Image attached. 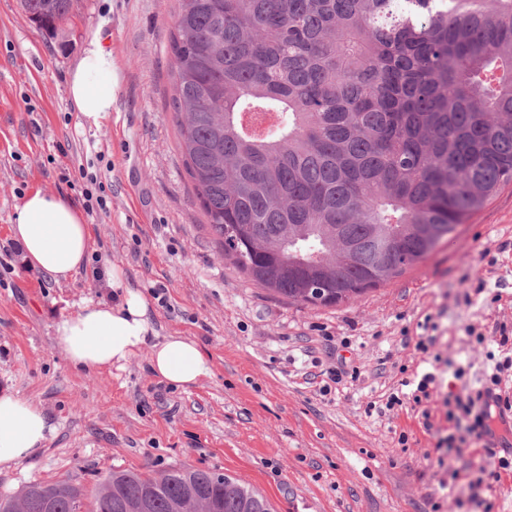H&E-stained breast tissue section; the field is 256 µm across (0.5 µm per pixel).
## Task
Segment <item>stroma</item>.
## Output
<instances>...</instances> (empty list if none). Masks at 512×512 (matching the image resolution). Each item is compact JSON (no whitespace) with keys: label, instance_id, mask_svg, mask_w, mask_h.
I'll list each match as a JSON object with an SVG mask.
<instances>
[{"label":"stroma","instance_id":"obj_1","mask_svg":"<svg viewBox=\"0 0 512 512\" xmlns=\"http://www.w3.org/2000/svg\"><path fill=\"white\" fill-rule=\"evenodd\" d=\"M175 0H76L49 32L20 0H0V389L45 407L58 430L29 464L0 472V496L78 477L86 494L114 470H215L265 496L274 512H512V469L471 502L483 441L438 462L412 403L427 372L429 407L446 422L448 392L483 388L495 326L512 324V184L500 187L425 259L336 306L291 303L224 259L178 149L168 37ZM112 53L114 99L99 125L74 108L66 73L88 34ZM93 164L109 211L91 218V252L122 266L144 294L161 286L159 335L195 338L211 373L183 390L145 354L123 369L70 365L52 325L87 297L111 298L85 266L59 284L9 253L16 207L31 189L82 201L64 173ZM490 252L495 264L482 260ZM435 323L440 361L417 350ZM474 326L486 342L466 334ZM356 371L330 394L320 373ZM464 378H456L457 368Z\"/></svg>","mask_w":512,"mask_h":512}]
</instances>
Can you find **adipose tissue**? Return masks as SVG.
Listing matches in <instances>:
<instances>
[{"label":"adipose tissue","instance_id":"adipose-tissue-1","mask_svg":"<svg viewBox=\"0 0 512 512\" xmlns=\"http://www.w3.org/2000/svg\"><path fill=\"white\" fill-rule=\"evenodd\" d=\"M67 88L88 124H98L111 111L112 53L100 35L87 38L81 58L68 74ZM16 211L13 239L26 266L57 283L68 281L85 266L90 228L70 196L35 190L23 197ZM106 280L115 301L83 299L75 313L53 323L55 338L73 367L120 369L144 350L150 371L168 384L187 389L210 375L209 360L197 340L158 336L150 302L122 267H107ZM56 432L45 408L17 393L0 394V469L15 468L36 457Z\"/></svg>","mask_w":512,"mask_h":512}]
</instances>
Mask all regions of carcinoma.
<instances>
[{"label": "carcinoma", "mask_w": 512, "mask_h": 512, "mask_svg": "<svg viewBox=\"0 0 512 512\" xmlns=\"http://www.w3.org/2000/svg\"><path fill=\"white\" fill-rule=\"evenodd\" d=\"M178 147L224 258L333 306L425 259L512 182V0H176ZM74 0H23L55 31ZM272 512L172 466L32 485L0 512Z\"/></svg>", "instance_id": "obj_1"}]
</instances>
